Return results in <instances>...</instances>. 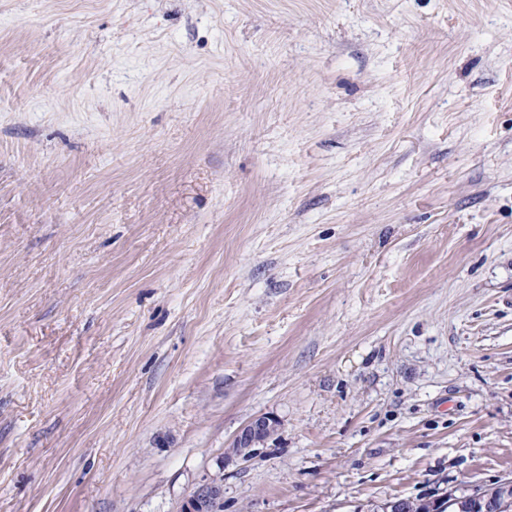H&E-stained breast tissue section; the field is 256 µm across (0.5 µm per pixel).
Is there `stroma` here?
Returning a JSON list of instances; mask_svg holds the SVG:
<instances>
[{
	"instance_id": "35a3bbf8",
	"label": "stroma",
	"mask_w": 512,
	"mask_h": 512,
	"mask_svg": "<svg viewBox=\"0 0 512 512\" xmlns=\"http://www.w3.org/2000/svg\"><path fill=\"white\" fill-rule=\"evenodd\" d=\"M507 477L512 0H0V512ZM277 425L278 422L270 416L253 418L235 436L226 457H235L243 461L250 459L254 448L274 435ZM224 503V487L210 480L201 484L189 495L181 507V512H214Z\"/></svg>"
}]
</instances>
